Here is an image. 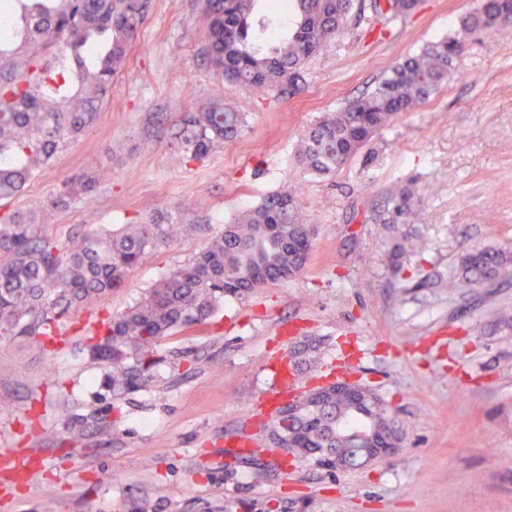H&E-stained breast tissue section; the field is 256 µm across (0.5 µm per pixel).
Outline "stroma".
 Here are the masks:
<instances>
[{
    "instance_id": "1",
    "label": "stroma",
    "mask_w": 512,
    "mask_h": 512,
    "mask_svg": "<svg viewBox=\"0 0 512 512\" xmlns=\"http://www.w3.org/2000/svg\"><path fill=\"white\" fill-rule=\"evenodd\" d=\"M480 0H418L382 38L348 27L305 65L296 92L255 94L213 75L198 0H149L129 64L97 120L14 202L49 207L64 180L109 177L56 211L60 241L171 209L184 225L123 288L71 316L56 344L0 337V512H512V267L461 276L474 249L512 253V33L469 41L447 85L403 112L335 176L294 165L304 131L403 57L453 33ZM220 97L239 133L199 162L181 158L184 112ZM127 150L109 157L113 139ZM291 184L316 236L304 271L226 298L212 329L173 332L130 391L91 347L124 311L192 260L224 225ZM417 191L408 213L398 189ZM397 413L390 458L336 472L230 462L283 401L333 378Z\"/></svg>"
}]
</instances>
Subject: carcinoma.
<instances>
[{
	"label": "carcinoma",
	"instance_id": "cac0c4a2",
	"mask_svg": "<svg viewBox=\"0 0 512 512\" xmlns=\"http://www.w3.org/2000/svg\"><path fill=\"white\" fill-rule=\"evenodd\" d=\"M259 0H201L197 19L209 65L227 86L258 94L305 83L304 65L347 28L354 0H295L293 33L259 41L252 25L265 27ZM415 0H369L355 25L365 33L406 16ZM148 0H7L9 37L0 38V201L20 194L54 164L69 138L82 135L103 111L112 83L125 71L131 41L145 22ZM512 28V0H482L460 20V32L425 46L396 63L374 89L338 112L324 114L305 132L297 165L332 177L359 155L400 112L425 103L448 83L466 39ZM244 115L216 98L183 113V158L200 161L236 135ZM107 168L66 183L57 203L69 205L93 191ZM51 210L0 212V335L52 339L59 322L80 306L105 300L122 287L152 249L180 233L172 214L160 211L148 223L126 224L75 241L37 234ZM313 231L292 192L281 189L243 212L213 237L190 263L164 276L141 299L104 323L97 350L112 369V386L127 388L154 365L153 347L164 336L205 322L227 296L244 298L271 282L296 277L309 252L295 248ZM512 265V255L478 249L461 261L462 276L492 282ZM284 431L299 447L292 461L321 456L345 461L369 437L403 443L384 401L365 388L353 399L311 390ZM281 438L261 436L244 463L279 455Z\"/></svg>",
	"mask_w": 512,
	"mask_h": 512
}]
</instances>
